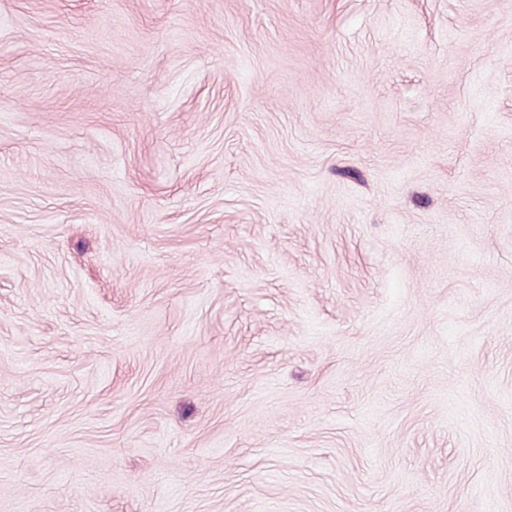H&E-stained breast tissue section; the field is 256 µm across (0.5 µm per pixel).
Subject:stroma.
<instances>
[{"instance_id": "1", "label": "stroma", "mask_w": 512, "mask_h": 512, "mask_svg": "<svg viewBox=\"0 0 512 512\" xmlns=\"http://www.w3.org/2000/svg\"><path fill=\"white\" fill-rule=\"evenodd\" d=\"M0 512H512V0H0Z\"/></svg>"}]
</instances>
